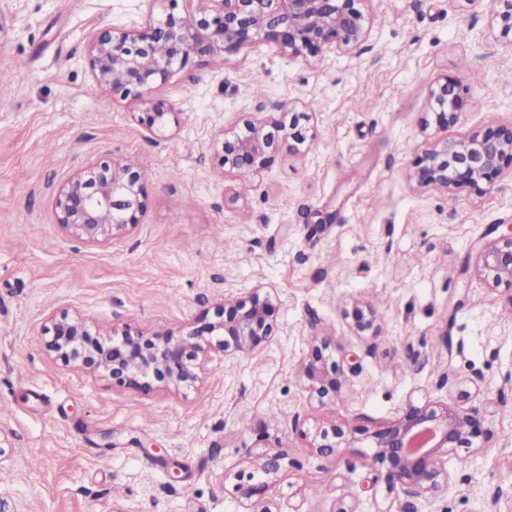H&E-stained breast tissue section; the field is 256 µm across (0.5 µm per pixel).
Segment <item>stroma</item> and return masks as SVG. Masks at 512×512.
<instances>
[{"instance_id":"stroma-1","label":"stroma","mask_w":512,"mask_h":512,"mask_svg":"<svg viewBox=\"0 0 512 512\" xmlns=\"http://www.w3.org/2000/svg\"><path fill=\"white\" fill-rule=\"evenodd\" d=\"M359 7L367 35L351 52L304 59L260 40L176 72L155 90L178 118L163 138L87 64L95 33L160 17L158 0H0V512H246L237 486L262 447L286 454L262 500L383 512L392 495L369 488L365 449L334 458L310 443L331 426L365 438L438 400H490L493 413L483 453L449 452L452 484L417 512H512V306L460 273L486 229L512 233V173L482 193L409 177L444 76L467 89L448 139L512 122V44L495 0ZM283 103L309 113L307 142L261 174L225 175L222 134ZM106 159L144 173L147 208L131 234L92 246L61 233L54 202ZM257 285L275 298L277 336L177 395L115 389L43 346L60 308L105 329H177ZM356 300L377 310L380 336L349 330ZM314 336L361 366L322 404L297 373Z\"/></svg>"}]
</instances>
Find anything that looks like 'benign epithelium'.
I'll return each instance as SVG.
<instances>
[{
    "mask_svg": "<svg viewBox=\"0 0 512 512\" xmlns=\"http://www.w3.org/2000/svg\"><path fill=\"white\" fill-rule=\"evenodd\" d=\"M162 17L146 26L104 29L94 36L87 63L95 83L139 109L138 121L161 132L177 122L173 105L150 95L165 84L175 67L203 58H226L250 48L258 38L285 55L317 56L325 50L350 51L365 37L361 0H165ZM499 37L512 44V0H497ZM465 89L445 78L431 89L429 112L421 128L433 139L412 162L418 185L447 192L460 186L484 192L506 170H512V124L496 125L457 140L438 137L454 125L464 104ZM308 115L281 105L243 120L245 134L224 136L221 167L224 175L258 174L273 160L281 144L304 143ZM146 211L143 174L131 163L101 162L66 180L54 203L55 224L62 232L89 245H106L130 234ZM475 262L461 274L474 273L492 290L512 291V237H481L474 245ZM262 287L243 297L222 298L214 313L203 312L198 326L186 333L166 328L144 331L129 325L103 335L90 318L67 309L53 312L44 327L45 348L65 365L112 382V387L143 395L176 393L194 384L217 355L249 356L266 346L278 331L276 306ZM357 336H377L381 325L375 308L356 302L344 311ZM326 344L314 337L298 375L310 397L322 403L336 397L348 375L360 368L357 356L327 368ZM488 408H461L445 402L408 406L388 427L371 435L369 466L396 498L395 512H415L413 501L448 490L451 474L448 449L482 452L474 440ZM315 449L339 456L354 441L333 427L319 432ZM285 454L263 451L256 469L275 475Z\"/></svg>",
    "mask_w": 512,
    "mask_h": 512,
    "instance_id": "7a95c632",
    "label": "benign epithelium"
}]
</instances>
